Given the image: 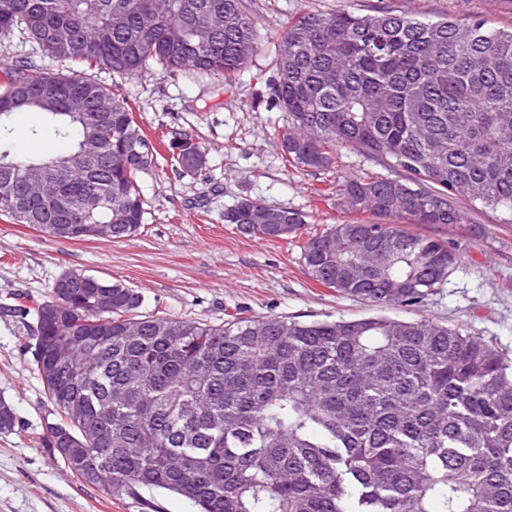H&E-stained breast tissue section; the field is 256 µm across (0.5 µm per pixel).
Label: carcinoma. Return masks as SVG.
Returning <instances> with one entry per match:
<instances>
[{
    "label": "carcinoma",
    "instance_id": "1",
    "mask_svg": "<svg viewBox=\"0 0 512 512\" xmlns=\"http://www.w3.org/2000/svg\"><path fill=\"white\" fill-rule=\"evenodd\" d=\"M16 31L82 69L19 68L0 87V216L77 241L96 224H112L114 241L139 231L150 166L128 103L86 71L132 76L152 63L229 79L257 50L245 0H0V39ZM271 98L296 165L330 168L343 146L388 171L336 184L378 221L304 240L318 284L409 313L459 257L396 220L464 224L465 203L512 224V29L385 8L303 13L287 21ZM25 110L44 113L66 150L17 153L12 117ZM90 142L92 167L76 160ZM169 149L182 172L207 178L197 142ZM40 163L59 194L20 199L26 166ZM257 208L270 223L252 224ZM224 223L281 240L305 217L243 198ZM104 294L112 313L100 315ZM145 303L87 274L66 297L56 282L37 306L14 305L38 322L33 356L55 416L44 440L81 483L111 499L157 488L198 512H512V360L485 338L429 318L211 324Z\"/></svg>",
    "mask_w": 512,
    "mask_h": 512
}]
</instances>
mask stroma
I'll list each match as a JSON object with an SVG mask.
<instances>
[{"label": "stroma", "mask_w": 512, "mask_h": 512, "mask_svg": "<svg viewBox=\"0 0 512 512\" xmlns=\"http://www.w3.org/2000/svg\"><path fill=\"white\" fill-rule=\"evenodd\" d=\"M258 19V50L232 80L191 71L164 74L155 66L119 77L92 70L132 107L151 144L191 136L203 148L207 180L175 171L170 153L141 174L145 223L120 242L47 237L26 224L0 217V400L12 405L14 431L0 434V512H196L178 495L142 490L139 499L108 500L79 485L45 448L41 436L52 407L25 345L29 328L5 312L16 294L45 298L61 274L78 270L142 293L149 309L183 319L223 322L225 314L355 319L375 307L314 282L301 259L303 237L330 224L372 221L336 199V184L384 167L342 148L333 167L306 171L290 165L281 149L284 112L273 108L268 81L277 69L276 46L289 17L342 9L371 14L387 7L431 19L484 20L512 28V0H250ZM46 72L66 65L44 56L21 34L0 39V83L20 66ZM18 153L43 157L61 150L42 113L15 116ZM250 198L303 213L295 239L267 241L240 235L223 220L225 209ZM410 233L448 240L460 258L446 283L415 309L448 325H463L512 356V224L471 209L466 223L412 224Z\"/></svg>", "instance_id": "stroma-1"}]
</instances>
